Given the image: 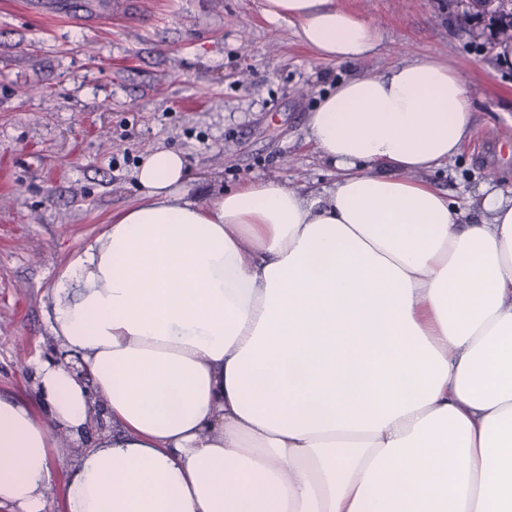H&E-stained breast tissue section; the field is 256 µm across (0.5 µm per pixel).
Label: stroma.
<instances>
[{"label":"stroma","instance_id":"1","mask_svg":"<svg viewBox=\"0 0 512 512\" xmlns=\"http://www.w3.org/2000/svg\"><path fill=\"white\" fill-rule=\"evenodd\" d=\"M0 0V395L36 397L34 363L56 338L55 286L113 212L139 201L148 150L183 153L187 197L263 176L317 190L335 170L307 139L341 81L412 57L465 78L473 136L425 178L459 201L512 186V71L459 0H338L377 26L381 50L316 58L261 0Z\"/></svg>","mask_w":512,"mask_h":512}]
</instances>
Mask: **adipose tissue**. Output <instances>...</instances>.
Here are the masks:
<instances>
[{"label": "adipose tissue", "instance_id": "adipose-tissue-1", "mask_svg": "<svg viewBox=\"0 0 512 512\" xmlns=\"http://www.w3.org/2000/svg\"><path fill=\"white\" fill-rule=\"evenodd\" d=\"M318 58L374 56L336 0H262ZM471 96L415 58L337 84L308 119L336 170L187 200L182 153L62 271L52 330L92 377L36 367L43 421L0 398V505L44 512H512V189L423 180L471 137ZM480 212L474 224L468 212ZM110 426L72 454L93 405ZM68 471H65V466L60 465V472L57 473L55 483L44 492L46 500V512H64L63 500L61 490L64 481L66 480Z\"/></svg>", "mask_w": 512, "mask_h": 512}]
</instances>
